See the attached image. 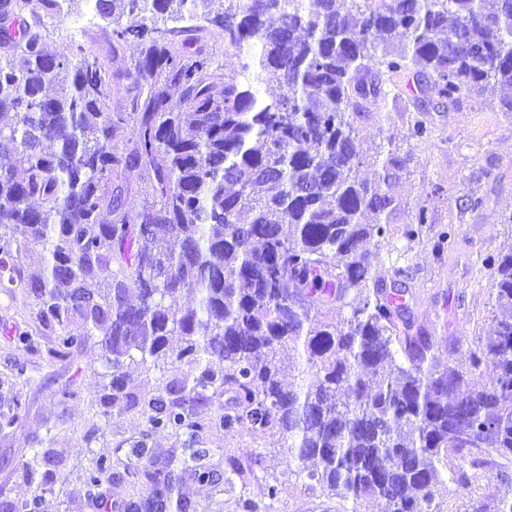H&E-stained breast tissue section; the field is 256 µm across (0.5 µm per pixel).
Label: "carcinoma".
<instances>
[{
    "label": "carcinoma",
    "mask_w": 512,
    "mask_h": 512,
    "mask_svg": "<svg viewBox=\"0 0 512 512\" xmlns=\"http://www.w3.org/2000/svg\"><path fill=\"white\" fill-rule=\"evenodd\" d=\"M95 2L112 51L139 47L130 111L107 110L112 71L80 44L51 52L39 18L0 54V292L26 299L53 335L48 355L97 335L105 408H139L152 428L192 438L215 424L277 433L308 489L385 512H429L446 482L469 488L496 456L497 495L469 512H512V251L487 258L493 315L468 369L441 365L378 272L412 155L364 145L356 126L390 103L414 113L410 135L424 139L431 113L491 84L512 89V0ZM30 3L0 0V15ZM156 14L176 25L151 24ZM186 19L221 25L239 69L218 73L206 25ZM263 85L276 92L261 97ZM129 123L120 154L114 132ZM121 165L149 184L140 210L112 186ZM134 363L184 372L137 394L126 390ZM475 372L491 384L471 387ZM224 393L216 421L202 419L198 406ZM20 407L0 382V437L17 431ZM207 455L183 461L203 483ZM116 469L139 512H186L180 477L152 471L142 445L93 461L98 508ZM280 493L275 482L269 503L238 508L261 512Z\"/></svg>",
    "instance_id": "1"
}]
</instances>
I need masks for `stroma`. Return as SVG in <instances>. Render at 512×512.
I'll return each mask as SVG.
<instances>
[{"label":"stroma","mask_w":512,"mask_h":512,"mask_svg":"<svg viewBox=\"0 0 512 512\" xmlns=\"http://www.w3.org/2000/svg\"><path fill=\"white\" fill-rule=\"evenodd\" d=\"M86 53L111 56L109 109L124 112L139 88L133 77L136 44L112 50V27L97 21L80 38ZM500 91L480 101L433 115L427 140L409 139L408 115L359 123L367 143L387 141L411 151L414 161L395 192L402 207L382 241L385 282L401 290L406 318L434 336L440 361L466 363L468 352L491 321L494 275L485 259L512 248V113L498 109ZM483 197L481 208L465 199ZM424 206L428 222L417 237L406 234L408 214ZM454 230L449 247L435 251L440 233ZM48 336H36L34 350L18 348L0 335V379L17 381L22 424L13 437L0 438V502H36L37 512H98L85 474L99 456L122 458L133 445H145L151 460L168 465L182 479L178 494L190 512H239L240 499L263 501L266 486L280 480L283 490L270 512H381L377 503L327 498L289 477L276 434L245 428H211L195 440L171 430H154L136 409L103 414L96 383L101 365L96 337L64 359L47 355ZM208 449L212 484L183 472L189 447ZM44 462L32 479L23 470L33 454ZM238 473H231L228 459Z\"/></svg>","instance_id":"stroma-1"}]
</instances>
